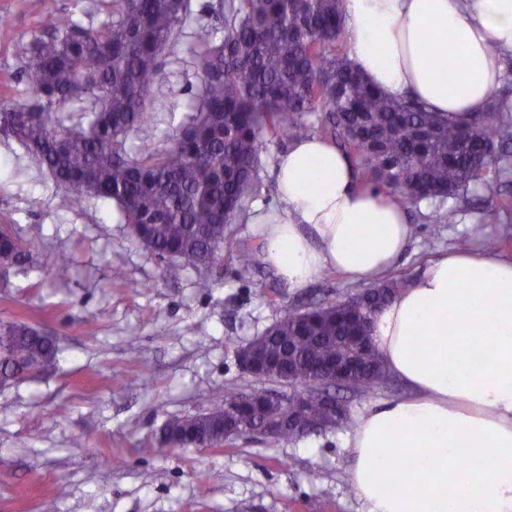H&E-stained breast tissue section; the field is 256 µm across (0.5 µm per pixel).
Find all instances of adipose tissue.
Masks as SVG:
<instances>
[{"mask_svg":"<svg viewBox=\"0 0 512 512\" xmlns=\"http://www.w3.org/2000/svg\"><path fill=\"white\" fill-rule=\"evenodd\" d=\"M345 16L350 58L389 96L460 123L503 83L512 0H345ZM273 174L279 207L248 221L289 288L328 269L376 284L397 268L411 225L333 142L294 140ZM372 338L411 394L372 405L346 436L362 512H512V260L434 256L375 314Z\"/></svg>","mask_w":512,"mask_h":512,"instance_id":"adipose-tissue-1","label":"adipose tissue"}]
</instances>
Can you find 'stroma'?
<instances>
[{
	"label": "stroma",
	"instance_id": "stroma-1",
	"mask_svg": "<svg viewBox=\"0 0 512 512\" xmlns=\"http://www.w3.org/2000/svg\"><path fill=\"white\" fill-rule=\"evenodd\" d=\"M219 0H191V20L166 51L149 95L153 122L131 143L165 145L186 123L200 80L189 47L205 26L223 31ZM54 11L86 26L107 20L97 0H0V98L27 99L17 76L25 49L43 36ZM53 177L16 140L0 134V224L19 227L39 264L0 288V319L22 320L54 336L55 370L0 390V512H361L349 482L344 430L295 442L259 436L223 448H171L155 442L172 417L223 403L226 388L246 385L235 351L313 297L333 300L355 285L333 271L301 291L281 286L259 295L273 276L258 262L239 277L232 261L199 287L197 273L138 244L113 202L57 205ZM504 191L482 189L475 205L455 200L450 223L425 220L435 204L407 212L415 229L396 276H415L437 251L465 238L478 250L504 239L512 259V218L498 208ZM70 257L69 280L44 266ZM122 272L130 287L115 282Z\"/></svg>",
	"mask_w": 512,
	"mask_h": 512
}]
</instances>
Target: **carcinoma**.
Wrapping results in <instances>:
<instances>
[{
    "mask_svg": "<svg viewBox=\"0 0 512 512\" xmlns=\"http://www.w3.org/2000/svg\"><path fill=\"white\" fill-rule=\"evenodd\" d=\"M112 19L98 27L61 26L49 11L50 35L25 49L19 80L24 102L0 100V131L21 142L54 178L58 207L88 199L116 203L134 239L163 259L199 273L224 262L226 226L255 194L267 140L313 132L353 160L362 185L406 210L426 199L467 202L478 189L512 186V104L493 97L464 123L436 116L410 97L390 98L367 82L341 41L343 0H224V36L197 30L190 47L201 89L187 124L160 148L130 133L152 120L149 92L161 55L179 39L189 0H109ZM80 106L78 115L65 111ZM261 246L231 249L240 272L257 265ZM29 243L0 224V266L32 270ZM56 281L70 260L47 262ZM406 282L312 301L288 312L249 341L265 368L247 386L227 388L224 404L168 420L157 447H217L274 426L264 435L295 442L306 433L288 426L295 408L316 426L328 417L317 390L328 368L356 358L359 370L337 388L357 395L387 383L369 338L372 318ZM0 375L35 372L58 354L55 341L23 321H0Z\"/></svg>",
    "mask_w": 512,
    "mask_h": 512,
    "instance_id": "obj_1",
    "label": "carcinoma"
}]
</instances>
